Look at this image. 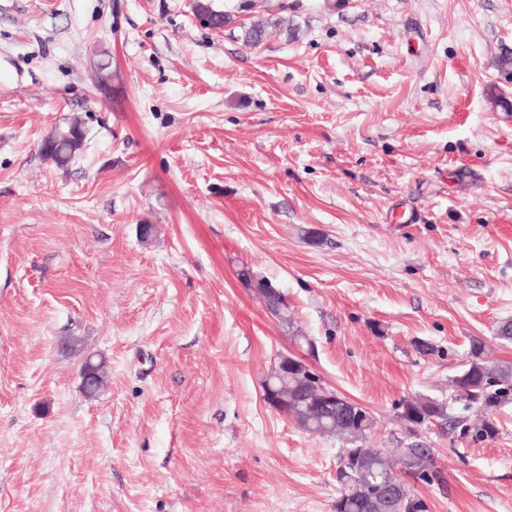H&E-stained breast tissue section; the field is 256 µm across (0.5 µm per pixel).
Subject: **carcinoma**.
Instances as JSON below:
<instances>
[{"label":"carcinoma","instance_id":"1","mask_svg":"<svg viewBox=\"0 0 512 512\" xmlns=\"http://www.w3.org/2000/svg\"><path fill=\"white\" fill-rule=\"evenodd\" d=\"M195 12L210 19L209 27L220 29L229 23V15L213 8L209 0H196ZM286 25L281 17L259 18L242 32L248 45H257L268 30ZM85 130L77 123L55 128L41 144L45 159L58 167L67 165L82 148ZM452 400L467 410L485 414L477 433L491 437L496 426L490 418L492 410L512 391V364H503L489 358L483 340L475 338L469 346L464 368L453 377ZM275 385L288 395V410L299 427L309 433L334 436L348 447L342 449L336 465L338 500L345 505L336 512H413V502L407 479L426 484L442 485L444 480L437 465L436 449L407 446L400 449V467L387 459L383 449L368 445L376 428L374 416L342 421L335 411L322 412L314 405L315 391H307L304 378L290 372L275 381ZM422 411L435 421L448 420V404L437 399L420 397L402 404V418Z\"/></svg>","mask_w":512,"mask_h":512}]
</instances>
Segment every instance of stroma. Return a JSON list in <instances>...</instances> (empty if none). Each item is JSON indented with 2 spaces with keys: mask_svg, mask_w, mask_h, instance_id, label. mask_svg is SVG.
<instances>
[{
  "mask_svg": "<svg viewBox=\"0 0 512 512\" xmlns=\"http://www.w3.org/2000/svg\"><path fill=\"white\" fill-rule=\"evenodd\" d=\"M241 2L0 0V512H333L342 441L262 397L289 352L437 449L428 512H512V396L478 438L450 384L512 362V0H268L253 48ZM286 23L287 21L281 17L258 18L253 20L250 26L244 28L242 39L247 45H257L264 39L269 28H280L283 26L287 28L288 25ZM85 134L78 123L56 127L42 142L41 153L54 165L66 166L82 148ZM402 409L401 416L404 420L418 411H423L428 417L435 418V422L448 420V404L437 399L420 397L410 401L405 400Z\"/></svg>",
  "mask_w": 512,
  "mask_h": 512,
  "instance_id": "stroma-1",
  "label": "stroma"
}]
</instances>
